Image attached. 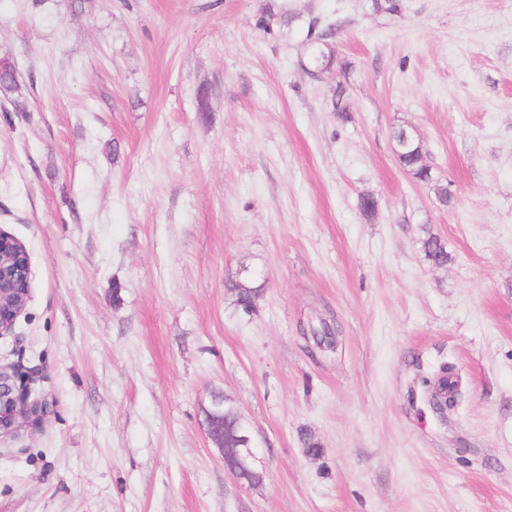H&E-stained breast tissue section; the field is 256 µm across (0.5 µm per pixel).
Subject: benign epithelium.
<instances>
[{
  "label": "benign epithelium",
  "mask_w": 512,
  "mask_h": 512,
  "mask_svg": "<svg viewBox=\"0 0 512 512\" xmlns=\"http://www.w3.org/2000/svg\"><path fill=\"white\" fill-rule=\"evenodd\" d=\"M20 253L23 262L15 265L0 256V339L13 334L15 323L24 311L30 295L31 267L25 246L11 233L0 229V248ZM37 375L21 371L15 364H0V437L15 433L22 424L39 419L45 402L36 392ZM207 435L222 451L224 470L241 485L252 472L255 449L251 436H244L245 447H224V404L215 403L210 412Z\"/></svg>",
  "instance_id": "benign-epithelium-1"
}]
</instances>
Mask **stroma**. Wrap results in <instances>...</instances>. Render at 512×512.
<instances>
[{
	"mask_svg": "<svg viewBox=\"0 0 512 512\" xmlns=\"http://www.w3.org/2000/svg\"><path fill=\"white\" fill-rule=\"evenodd\" d=\"M375 2L0 0L31 262L0 362L48 402L0 437V512H512V0ZM223 396L259 484L207 437ZM396 143V156L400 165L417 180L429 181V168L423 164L422 148L418 140L405 128H399L393 135ZM255 277L246 268H242L238 278L231 280L227 286L235 294L236 304L244 312H250L254 309L257 299L262 294L261 285L254 286Z\"/></svg>",
	"mask_w": 512,
	"mask_h": 512,
	"instance_id": "1",
	"label": "stroma"
}]
</instances>
